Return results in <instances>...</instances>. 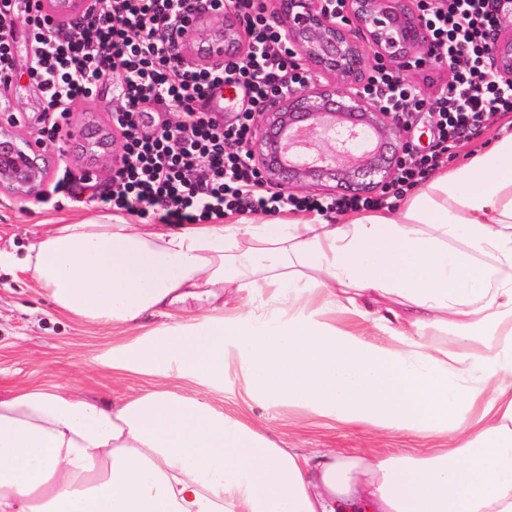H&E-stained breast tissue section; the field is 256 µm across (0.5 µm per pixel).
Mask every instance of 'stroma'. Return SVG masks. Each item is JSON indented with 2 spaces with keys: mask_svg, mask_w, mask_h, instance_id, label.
<instances>
[{
  "mask_svg": "<svg viewBox=\"0 0 512 512\" xmlns=\"http://www.w3.org/2000/svg\"><path fill=\"white\" fill-rule=\"evenodd\" d=\"M16 75L8 89L19 109L27 113L25 126L13 128V135L41 143L48 162V182L59 176V164L74 189H81L85 176L105 186L112 176L113 145L103 137L109 127L108 110L113 107L112 87L103 85L92 107H79L71 123L65 156H58L43 136V104L28 71L32 55L25 40L16 44ZM93 202H75L67 196L44 203L38 196L21 197L0 189V251L24 257L38 237L56 224L102 215ZM150 318L144 329L159 326ZM144 329L98 326L57 313L38 285L18 269L0 267V384L27 386L48 382L80 389L105 402L143 392L154 386H170L180 396L195 398L224 412H244L258 427L294 448L341 453L394 454L403 448H426L427 439L398 431H369L335 418L319 416L285 404L248 398L235 373L223 382L198 383L171 380L167 370L153 376L119 368Z\"/></svg>",
  "mask_w": 512,
  "mask_h": 512,
  "instance_id": "35a3bbf8",
  "label": "stroma"
}]
</instances>
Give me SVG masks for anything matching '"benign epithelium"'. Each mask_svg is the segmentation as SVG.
Segmentation results:
<instances>
[{
  "label": "benign epithelium",
  "instance_id": "obj_1",
  "mask_svg": "<svg viewBox=\"0 0 512 512\" xmlns=\"http://www.w3.org/2000/svg\"><path fill=\"white\" fill-rule=\"evenodd\" d=\"M419 0H273L268 19L280 28L301 62L314 74L306 87L278 95L262 112L248 145L265 181L273 187L370 193L388 186L406 151V126L363 93L371 71L382 67L404 82L422 67L451 69L431 50ZM224 28V41L244 37L245 25L199 17L202 29ZM493 77L512 87V26L498 29L489 47ZM28 143L0 139V156L22 153ZM30 159L33 174L0 165V188L17 195L34 190L33 176L46 173Z\"/></svg>",
  "mask_w": 512,
  "mask_h": 512
}]
</instances>
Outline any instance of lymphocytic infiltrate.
<instances>
[{
	"label": "lymphocytic infiltrate",
	"mask_w": 512,
	"mask_h": 512,
	"mask_svg": "<svg viewBox=\"0 0 512 512\" xmlns=\"http://www.w3.org/2000/svg\"><path fill=\"white\" fill-rule=\"evenodd\" d=\"M267 0H84L64 17L46 0H0V114L19 124L22 115L7 95L15 74L17 13H24L35 64L29 77L42 94L48 139L70 125L77 106L95 96L112 75L122 105L108 116L121 134L119 161L102 207L151 217L161 224H203L237 213L340 212L392 207L395 198L435 170L458 142L495 117L512 112V88L487 68L488 40L499 19L490 0H423V25L439 56L452 62L450 80L425 99L393 72L373 73L364 88L382 107L411 117L436 112L433 152L402 162L380 197L309 198L265 189L249 156L253 118L267 100L304 88L313 78L279 28L267 18ZM243 18L247 60L225 59L213 68L183 54L198 16ZM244 92L248 106L235 123L209 111L224 87ZM176 115L154 126L151 113Z\"/></svg>",
	"instance_id": "f902f5d3"
}]
</instances>
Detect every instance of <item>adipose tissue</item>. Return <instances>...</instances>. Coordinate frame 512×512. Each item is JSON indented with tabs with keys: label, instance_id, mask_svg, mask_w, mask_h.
<instances>
[{
	"label": "adipose tissue",
	"instance_id": "1",
	"mask_svg": "<svg viewBox=\"0 0 512 512\" xmlns=\"http://www.w3.org/2000/svg\"><path fill=\"white\" fill-rule=\"evenodd\" d=\"M19 264L65 317L179 322L123 369L234 368L248 396L447 441L306 454L164 388L103 405L0 386V512H512V132L392 209L167 231L104 215ZM229 288L262 308L224 316ZM437 331L454 345L430 349Z\"/></svg>",
	"mask_w": 512,
	"mask_h": 512
}]
</instances>
